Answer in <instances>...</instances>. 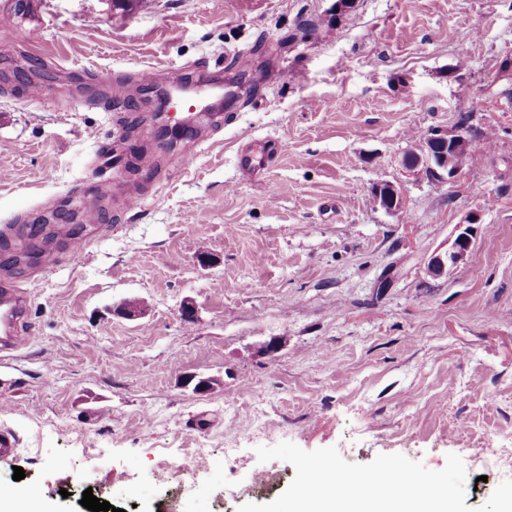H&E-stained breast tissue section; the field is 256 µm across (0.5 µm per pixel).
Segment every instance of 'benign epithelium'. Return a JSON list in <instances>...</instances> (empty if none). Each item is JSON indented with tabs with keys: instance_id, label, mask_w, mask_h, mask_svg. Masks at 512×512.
Wrapping results in <instances>:
<instances>
[{
	"instance_id": "7a95c632",
	"label": "benign epithelium",
	"mask_w": 512,
	"mask_h": 512,
	"mask_svg": "<svg viewBox=\"0 0 512 512\" xmlns=\"http://www.w3.org/2000/svg\"><path fill=\"white\" fill-rule=\"evenodd\" d=\"M469 150L470 139L459 131H432L418 146L417 159L406 161L405 167L413 173H422L431 179L451 183L460 174L463 166L448 167V153L464 157L469 154ZM372 196L376 204L389 214H396L404 207L402 189L393 183L375 185L372 188ZM476 223L478 219L468 215L457 224L458 234L449 248L444 252L435 253L430 258L428 273L431 276H443L448 273V269L467 260L473 244L471 226Z\"/></svg>"
}]
</instances>
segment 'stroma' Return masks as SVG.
I'll use <instances>...</instances> for the list:
<instances>
[{
	"instance_id": "stroma-1",
	"label": "stroma",
	"mask_w": 512,
	"mask_h": 512,
	"mask_svg": "<svg viewBox=\"0 0 512 512\" xmlns=\"http://www.w3.org/2000/svg\"><path fill=\"white\" fill-rule=\"evenodd\" d=\"M334 2L0 0V263L41 219L56 259L10 267L27 340L0 358V433L17 442L0 489L31 512H87L88 489L120 512H238L293 481L256 454L283 441L432 470L512 445V0ZM145 70L270 81L134 173ZM463 115L475 164L451 184L405 168L413 137ZM255 141L278 154L241 174ZM384 182L403 189L397 214L373 200ZM86 207L97 225L73 261L63 226ZM469 214V260L431 278ZM132 301L141 315L121 316ZM200 440L207 459L179 473Z\"/></svg>"
}]
</instances>
